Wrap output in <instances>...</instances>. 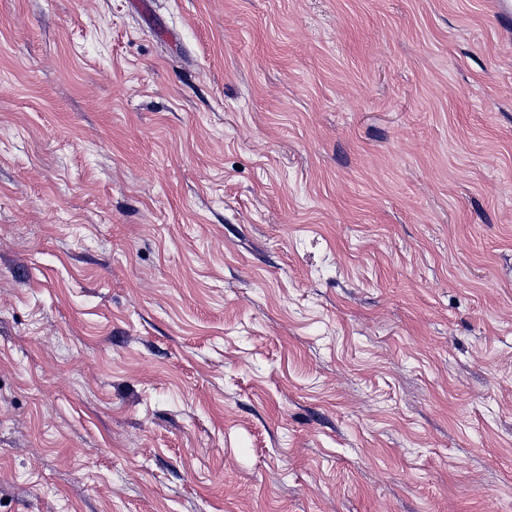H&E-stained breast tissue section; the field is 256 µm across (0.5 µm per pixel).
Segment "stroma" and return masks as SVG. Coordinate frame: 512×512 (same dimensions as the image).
I'll use <instances>...</instances> for the list:
<instances>
[{
    "instance_id": "obj_1",
    "label": "stroma",
    "mask_w": 512,
    "mask_h": 512,
    "mask_svg": "<svg viewBox=\"0 0 512 512\" xmlns=\"http://www.w3.org/2000/svg\"><path fill=\"white\" fill-rule=\"evenodd\" d=\"M0 512H512L487 0H0Z\"/></svg>"
}]
</instances>
